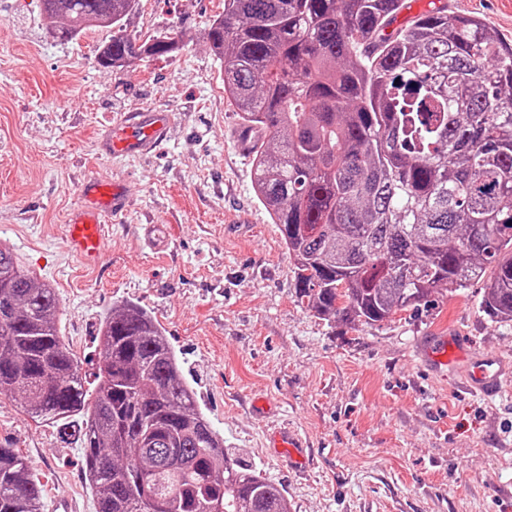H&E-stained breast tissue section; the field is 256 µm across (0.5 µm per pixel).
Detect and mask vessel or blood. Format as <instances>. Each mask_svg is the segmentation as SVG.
<instances>
[{
	"label": "vessel or blood",
	"mask_w": 512,
	"mask_h": 512,
	"mask_svg": "<svg viewBox=\"0 0 512 512\" xmlns=\"http://www.w3.org/2000/svg\"><path fill=\"white\" fill-rule=\"evenodd\" d=\"M174 116L164 109H136L122 114L106 129L102 150L112 158L143 157L153 154L167 140ZM81 204L65 230L70 252L84 264L97 266L104 251L103 216L126 213V193L120 181L86 180L80 190ZM464 336L431 338L424 347L425 358L434 368L452 367L462 376V388L471 394L493 398L503 391L505 364L494 357L467 356ZM272 445L287 449L293 462L305 461L304 443L293 431L272 434Z\"/></svg>",
	"instance_id": "obj_1"
}]
</instances>
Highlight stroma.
I'll return each mask as SVG.
<instances>
[{
	"instance_id": "35a3bbf8",
	"label": "stroma",
	"mask_w": 512,
	"mask_h": 512,
	"mask_svg": "<svg viewBox=\"0 0 512 512\" xmlns=\"http://www.w3.org/2000/svg\"><path fill=\"white\" fill-rule=\"evenodd\" d=\"M512 39V0H448ZM224 0H140L129 32H177L179 51L105 69L110 38L50 35L38 0H0V243L59 299L62 340L83 373L100 361L99 324L133 302L164 330L200 409L244 464L281 486L290 512H512V390L494 401L424 365L418 343L453 332L512 361V323L479 309L482 282L443 294L420 316L350 329L294 297L292 264L255 197L243 126L207 42ZM175 114L157 154L115 162L99 142L113 115ZM121 179L129 207L98 267L65 246L87 178ZM159 224L167 249L143 244ZM277 426L307 442L302 469L275 454ZM0 445L26 458L45 501L96 512L78 444L0 395Z\"/></svg>"
}]
</instances>
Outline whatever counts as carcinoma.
<instances>
[{
  "mask_svg": "<svg viewBox=\"0 0 512 512\" xmlns=\"http://www.w3.org/2000/svg\"><path fill=\"white\" fill-rule=\"evenodd\" d=\"M139 0H41L69 42L112 29L104 68L180 48L139 40ZM224 0L209 28L224 95L253 146L254 193L294 262L297 301L346 327L434 305L493 269L481 311L512 323V40L438 3ZM55 289L0 244V395L83 451L96 512H290L198 408L158 323L137 304L99 329L93 388L58 331ZM0 512H43L24 458L0 445Z\"/></svg>",
  "mask_w": 512,
  "mask_h": 512,
  "instance_id": "1",
  "label": "carcinoma"
}]
</instances>
